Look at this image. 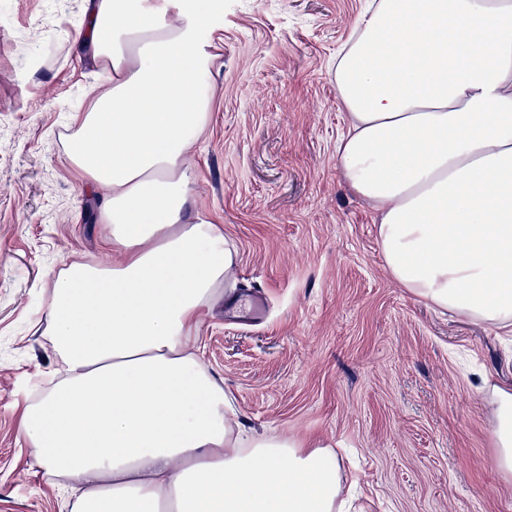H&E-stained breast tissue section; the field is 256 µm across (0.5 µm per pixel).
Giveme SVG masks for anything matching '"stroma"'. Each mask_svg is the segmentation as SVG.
Listing matches in <instances>:
<instances>
[{"mask_svg": "<svg viewBox=\"0 0 512 512\" xmlns=\"http://www.w3.org/2000/svg\"><path fill=\"white\" fill-rule=\"evenodd\" d=\"M365 0H221L193 207L224 228L242 323L220 302L204 359L241 421L348 453L352 512H512L485 402L512 388V335L436 312L385 272L372 211L342 184L332 61ZM84 0H0V512H65L19 432L55 355L50 268L111 262L103 193L68 164L71 108L106 76L76 48Z\"/></svg>", "mask_w": 512, "mask_h": 512, "instance_id": "35a3bbf8", "label": "stroma"}]
</instances>
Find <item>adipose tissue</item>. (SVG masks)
Returning <instances> with one entry per match:
<instances>
[{
	"label": "adipose tissue",
	"mask_w": 512,
	"mask_h": 512,
	"mask_svg": "<svg viewBox=\"0 0 512 512\" xmlns=\"http://www.w3.org/2000/svg\"><path fill=\"white\" fill-rule=\"evenodd\" d=\"M218 0H85L77 47L108 79L64 144L104 189L119 260L52 272L43 328L63 364L33 383L21 436L70 512H343L327 445L257 433L202 360L238 259L189 206L210 120ZM339 175L375 214L386 271L433 308L512 329V0H368L336 54ZM512 473V391L494 388Z\"/></svg>",
	"instance_id": "obj_1"
}]
</instances>
